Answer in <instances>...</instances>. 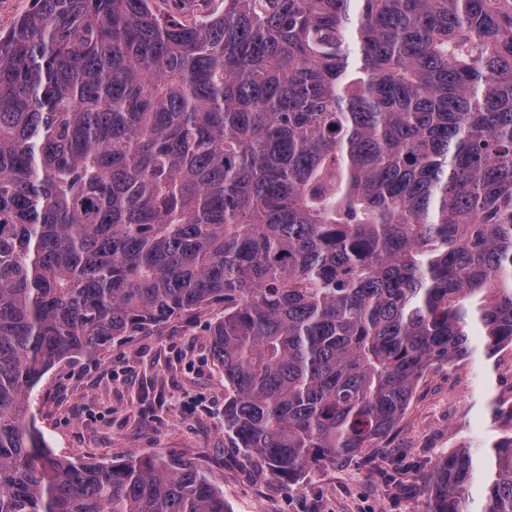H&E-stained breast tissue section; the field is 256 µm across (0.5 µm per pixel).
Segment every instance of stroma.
I'll use <instances>...</instances> for the list:
<instances>
[{
	"mask_svg": "<svg viewBox=\"0 0 512 512\" xmlns=\"http://www.w3.org/2000/svg\"><path fill=\"white\" fill-rule=\"evenodd\" d=\"M223 313V304L209 305L53 367L31 408L53 454L187 459L223 491L229 512H426L425 477L436 459L463 446L484 457L512 434V358L479 351L428 369L398 429L377 448L315 465L288 485L224 431V377L207 338Z\"/></svg>",
	"mask_w": 512,
	"mask_h": 512,
	"instance_id": "obj_1",
	"label": "stroma"
}]
</instances>
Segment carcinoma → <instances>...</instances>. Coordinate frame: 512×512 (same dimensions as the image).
Instances as JSON below:
<instances>
[{
	"label": "carcinoma",
	"mask_w": 512,
	"mask_h": 512,
	"mask_svg": "<svg viewBox=\"0 0 512 512\" xmlns=\"http://www.w3.org/2000/svg\"><path fill=\"white\" fill-rule=\"evenodd\" d=\"M0 32V512H229L189 461L52 456L63 359L214 302L224 431L282 481L512 345V0H32ZM468 448L427 512H468ZM481 512H512V436Z\"/></svg>",
	"instance_id": "obj_1"
}]
</instances>
